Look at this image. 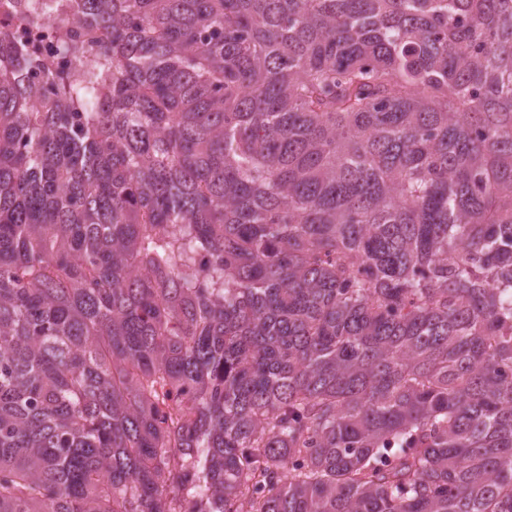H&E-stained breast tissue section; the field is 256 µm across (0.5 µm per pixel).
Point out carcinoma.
<instances>
[{
	"mask_svg": "<svg viewBox=\"0 0 512 512\" xmlns=\"http://www.w3.org/2000/svg\"><path fill=\"white\" fill-rule=\"evenodd\" d=\"M68 12L0 31V512H512V0ZM10 28L13 40L30 54L50 58L58 69L72 68L76 61L71 55L63 54L58 50L59 23L57 21L45 22L39 27H31L25 23L7 18L0 12V27Z\"/></svg>",
	"mask_w": 512,
	"mask_h": 512,
	"instance_id": "cac0c4a2",
	"label": "carcinoma"
}]
</instances>
